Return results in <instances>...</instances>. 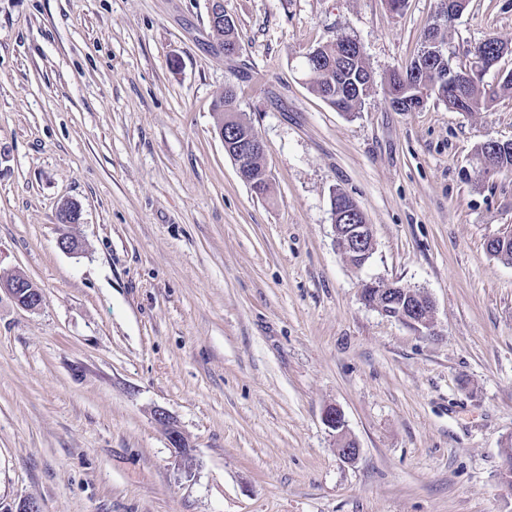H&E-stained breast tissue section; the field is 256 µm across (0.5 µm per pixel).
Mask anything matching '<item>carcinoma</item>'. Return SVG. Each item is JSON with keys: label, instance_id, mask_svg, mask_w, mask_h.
<instances>
[{"label": "carcinoma", "instance_id": "cac0c4a2", "mask_svg": "<svg viewBox=\"0 0 512 512\" xmlns=\"http://www.w3.org/2000/svg\"><path fill=\"white\" fill-rule=\"evenodd\" d=\"M224 51L240 50L233 25L224 27L218 35ZM353 39L340 36L318 47L324 63L310 74V88L328 105L339 112H352L361 105L363 97L373 83L363 53L351 47ZM444 38L436 27H429L424 33L423 46L417 57L403 70L392 72L387 89L390 95L401 91L403 97L414 99L416 95L436 96L448 103V108L457 112H478L489 109L496 100L505 94L512 96V77L503 76L494 84L459 82L454 86L442 80L448 71V57L443 51ZM503 43L496 38H487L474 50L470 66L480 64L487 58H497ZM236 95L232 86L219 95L213 103V111L225 116L234 111ZM475 167L479 174H496L504 169H512V146L493 148L488 144L478 145L473 153ZM253 183L251 188L263 195L269 189L268 178L261 161L257 160L250 168Z\"/></svg>", "mask_w": 512, "mask_h": 512}]
</instances>
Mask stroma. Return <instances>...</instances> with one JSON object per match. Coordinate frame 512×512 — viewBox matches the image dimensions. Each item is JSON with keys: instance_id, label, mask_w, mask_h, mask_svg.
I'll return each mask as SVG.
<instances>
[{"instance_id": "stroma-1", "label": "stroma", "mask_w": 512, "mask_h": 512, "mask_svg": "<svg viewBox=\"0 0 512 512\" xmlns=\"http://www.w3.org/2000/svg\"><path fill=\"white\" fill-rule=\"evenodd\" d=\"M439 6L224 0L228 58L208 0H0V273L44 296L26 311L0 292V508L512 512V264L485 249L512 231V169H470L477 145L512 141V98L400 112L385 90ZM443 31L468 66L486 38L512 45V0H469ZM339 36L373 75L349 114L303 69ZM228 85L267 145L266 194L218 135ZM336 191L374 228L360 269ZM66 199L80 223H58ZM379 279L427 294L437 336L366 305ZM208 19L210 28L213 31L220 30L217 36L221 46L224 45V54L231 56L229 50H235L239 52L240 45L236 36V28L233 24L231 17L224 12V1L223 0H209L208 7ZM230 24L229 26H224ZM224 29V30H223ZM338 194L339 192H333L331 197V213L336 230V240L349 262L352 260L359 262V266H352L362 268L373 250V227L371 224H368L367 220L363 224H335L337 217L342 218L344 222H353L346 220L344 218L345 214L336 215L338 210L336 207V196ZM154 419L164 427L167 432V440L171 448H176L179 452L183 453L187 448V441L178 428L177 425L172 421L168 411L164 408L157 407L153 411ZM325 424L336 431L338 437V454L347 459H356L359 456L360 448L354 440L347 438L345 434V421L342 413L335 407L328 408L323 416Z\"/></svg>"}]
</instances>
